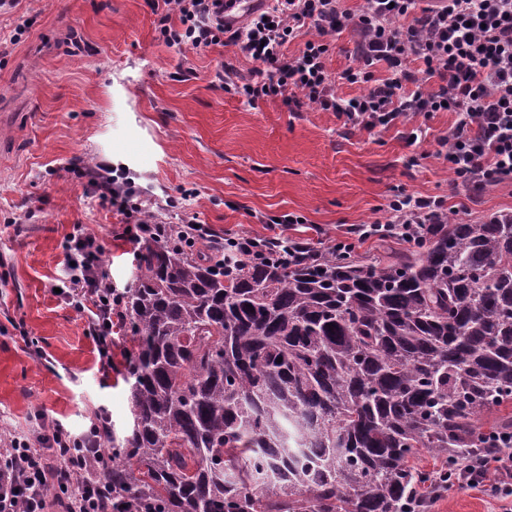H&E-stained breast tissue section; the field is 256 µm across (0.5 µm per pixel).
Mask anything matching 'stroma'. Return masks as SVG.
Here are the masks:
<instances>
[{
    "label": "stroma",
    "instance_id": "stroma-1",
    "mask_svg": "<svg viewBox=\"0 0 512 512\" xmlns=\"http://www.w3.org/2000/svg\"><path fill=\"white\" fill-rule=\"evenodd\" d=\"M154 20L149 0H19L0 12V421L21 431L59 423L79 434L103 412L117 435L132 427L117 370L125 331L113 330L103 358L86 313L61 290L74 225L100 239L117 288L136 273L137 246L77 166L124 170L158 223L267 235L270 219L293 214L285 234L317 248L385 220L400 191L442 198L470 222L512 211V179L453 187L437 156L453 113L427 120L417 146L396 127L347 130L312 105H251L211 74L224 61L245 76L254 61L225 45L167 46ZM435 512L501 507L488 491L452 488Z\"/></svg>",
    "mask_w": 512,
    "mask_h": 512
}]
</instances>
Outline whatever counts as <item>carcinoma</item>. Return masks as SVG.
I'll list each match as a JSON object with an SVG mask.
<instances>
[{"instance_id": "obj_1", "label": "carcinoma", "mask_w": 512, "mask_h": 512, "mask_svg": "<svg viewBox=\"0 0 512 512\" xmlns=\"http://www.w3.org/2000/svg\"><path fill=\"white\" fill-rule=\"evenodd\" d=\"M202 240L146 241L124 295L133 428L103 452L135 512H407L420 450L512 427L482 423L512 401V212L366 261L230 272Z\"/></svg>"}]
</instances>
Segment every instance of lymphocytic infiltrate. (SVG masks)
<instances>
[{"mask_svg": "<svg viewBox=\"0 0 512 512\" xmlns=\"http://www.w3.org/2000/svg\"><path fill=\"white\" fill-rule=\"evenodd\" d=\"M155 31L166 45L206 49L222 43L258 61L250 78H238L228 65H218L214 78L225 92L249 103L283 98L292 111L314 105L338 115L348 129L374 133L407 118H430L446 110L455 120L439 143L455 185L477 189L512 179V0H365L359 13L345 11L340 0H274L254 13L244 26L224 21V0H152ZM358 35L356 59L340 78L329 73L326 60L333 39L345 27ZM300 48L285 54L286 44ZM419 68H410V61ZM386 63L387 77L375 75ZM363 85L361 95L346 98L337 80ZM103 200L124 216V235L139 241L166 235L128 180L101 176L99 166L79 170ZM439 198L397 194L387 206L385 222L355 224L346 240L395 237L417 242L428 215L442 211ZM289 256L307 253L303 240L283 234H241L225 238L223 251L261 260L270 248ZM64 275L80 309L86 310L104 356L112 354L111 311L123 304L99 260L95 236L76 229L68 239ZM73 435L60 424L26 434L0 426V512H113L100 498L108 483L106 458L100 449L73 455ZM502 447L459 456L447 477H433L416 500V512H432L448 488L490 489L504 504L512 503V433Z\"/></svg>", "mask_w": 512, "mask_h": 512, "instance_id": "obj_1", "label": "lymphocytic infiltrate"}]
</instances>
